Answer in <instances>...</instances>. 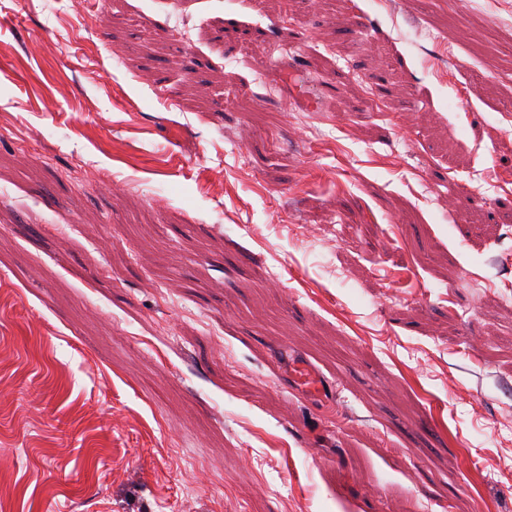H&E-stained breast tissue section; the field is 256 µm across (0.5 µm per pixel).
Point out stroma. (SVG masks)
I'll list each match as a JSON object with an SVG mask.
<instances>
[{
    "mask_svg": "<svg viewBox=\"0 0 512 512\" xmlns=\"http://www.w3.org/2000/svg\"><path fill=\"white\" fill-rule=\"evenodd\" d=\"M509 141L506 0H0V512H512ZM289 371L293 386L302 392L325 394L331 391V383L306 364L290 361Z\"/></svg>",
    "mask_w": 512,
    "mask_h": 512,
    "instance_id": "stroma-1",
    "label": "stroma"
}]
</instances>
